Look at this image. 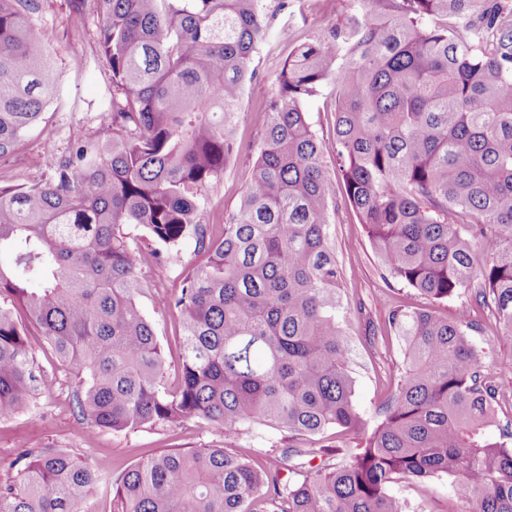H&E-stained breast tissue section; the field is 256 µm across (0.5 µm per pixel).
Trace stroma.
Listing matches in <instances>:
<instances>
[{"instance_id":"stroma-1","label":"stroma","mask_w":512,"mask_h":512,"mask_svg":"<svg viewBox=\"0 0 512 512\" xmlns=\"http://www.w3.org/2000/svg\"><path fill=\"white\" fill-rule=\"evenodd\" d=\"M354 12L353 0H289L283 12L268 14V39L255 54V75L244 87L237 138L243 147L233 158L223 178L208 191L205 221L224 223L235 212L249 182L262 138L260 107L274 94L277 77L295 43L319 35L324 29L346 26ZM99 19L93 4L83 14H75L70 0H40L35 32L52 49L57 71L59 96L47 113L48 129L32 132L18 154L0 159V174L12 184H30L50 178L48 168L29 164L33 155L49 158L68 153L75 141L94 136L110 121L111 93L109 68L97 51ZM294 32V40L282 39L283 29ZM330 94L312 98L305 106L307 120L323 143V161L335 170V114ZM332 236L339 261L346 270L338 319L350 349L356 378L355 401L364 415H371L390 392L388 381L403 365L402 343L387 335L385 319L394 303L412 309L429 302L411 288L389 279L380 266L366 231L344 199H337ZM195 258L194 241H185L177 255L166 263L147 265L141 270L145 290L138 303L154 323L163 345L167 371L164 384L175 389L179 381L176 336L179 326L164 304L175 293L181 276ZM468 309L481 330L473 340L485 353V362L496 376L503 394L501 419L512 417V339L497 335L487 308L469 297L442 302L440 314L452 316ZM30 345L36 374L46 390L15 418L0 422V479L11 476V463L41 448H65L78 460L88 463L109 481L144 456L163 449L212 448L223 445L224 432L194 420L172 427H146L135 432L115 433L94 427L80 416L74 405L78 380L56 367L39 337ZM392 494L404 499L410 512H446L454 492L448 478L423 484L402 482L392 486Z\"/></svg>"}]
</instances>
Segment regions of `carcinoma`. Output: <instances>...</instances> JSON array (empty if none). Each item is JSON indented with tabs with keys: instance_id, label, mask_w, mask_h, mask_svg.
I'll list each match as a JSON object with an SVG mask.
<instances>
[{
	"instance_id": "obj_1",
	"label": "carcinoma",
	"mask_w": 512,
	"mask_h": 512,
	"mask_svg": "<svg viewBox=\"0 0 512 512\" xmlns=\"http://www.w3.org/2000/svg\"><path fill=\"white\" fill-rule=\"evenodd\" d=\"M111 121L46 183H0V421L29 406V337L84 380L82 416L134 431L195 419L237 443L288 433L264 466L243 448L162 451L112 486V512H409L402 481L448 477L461 512H512V419L466 313L394 306L404 368L372 428L354 402L336 319L344 269L336 191L388 275L432 302L470 294L512 338V7L504 0H356L349 23L299 44L260 109L239 209L204 222L240 149L238 109L266 37L263 0H95ZM39 0H0V159L47 128L58 79L33 30ZM330 90L337 175L305 103ZM143 231L129 236V227ZM195 242L169 298L180 382L137 298L142 266ZM35 281L37 288L29 287ZM333 430L356 448H310ZM320 458L306 466L309 456ZM304 472L299 483L282 471ZM99 472L44 448L0 482V512H80Z\"/></svg>"
}]
</instances>
